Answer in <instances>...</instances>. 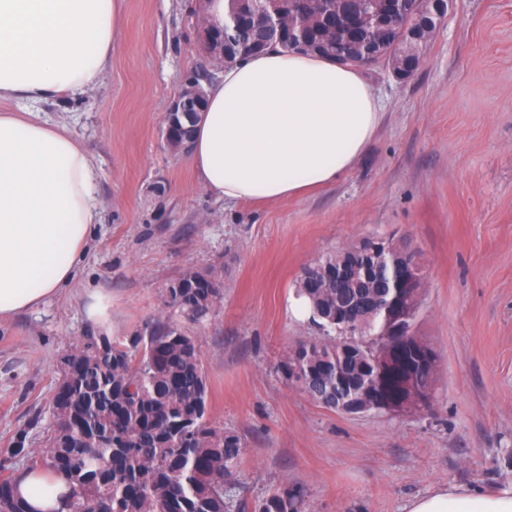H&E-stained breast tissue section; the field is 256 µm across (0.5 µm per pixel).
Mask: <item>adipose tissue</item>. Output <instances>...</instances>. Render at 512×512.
<instances>
[{
    "label": "adipose tissue",
    "instance_id": "adipose-tissue-1",
    "mask_svg": "<svg viewBox=\"0 0 512 512\" xmlns=\"http://www.w3.org/2000/svg\"><path fill=\"white\" fill-rule=\"evenodd\" d=\"M123 31V0H0V319L31 310L76 276L101 221L92 155L47 103L100 85ZM381 106L358 69L271 48L225 67L185 156L227 203L294 199L353 169ZM58 476L32 471L15 493L31 512H65ZM407 512H512V487H460L413 499Z\"/></svg>",
    "mask_w": 512,
    "mask_h": 512
}]
</instances>
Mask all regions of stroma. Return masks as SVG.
<instances>
[{"instance_id":"stroma-1","label":"stroma","mask_w":512,"mask_h":512,"mask_svg":"<svg viewBox=\"0 0 512 512\" xmlns=\"http://www.w3.org/2000/svg\"><path fill=\"white\" fill-rule=\"evenodd\" d=\"M201 0H125L123 39L102 85L43 116L65 124L98 171L100 224L78 277L0 320V468L21 473L42 445L61 357L92 333L101 292L112 337L155 321L194 336L207 420L243 444L235 498L257 512L281 487L299 512H406L440 488L512 485V0H453L415 74H363L378 131L336 184L262 205L216 200L162 139L168 104L208 69ZM368 236L404 241L424 271L413 330L438 355L429 405L346 415L278 372L298 339L304 269ZM222 271L203 322L165 303L188 269ZM26 450L15 453L18 435Z\"/></svg>"}]
</instances>
